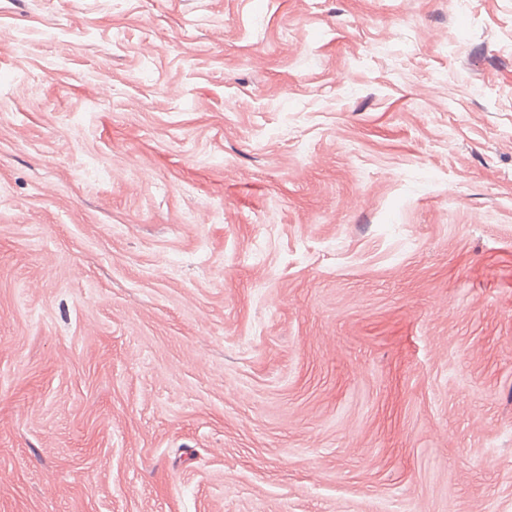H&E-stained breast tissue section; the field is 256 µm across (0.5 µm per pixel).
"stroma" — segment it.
I'll return each mask as SVG.
<instances>
[{"label": "stroma", "mask_w": 512, "mask_h": 512, "mask_svg": "<svg viewBox=\"0 0 512 512\" xmlns=\"http://www.w3.org/2000/svg\"><path fill=\"white\" fill-rule=\"evenodd\" d=\"M0 512H512V0H0Z\"/></svg>", "instance_id": "1"}]
</instances>
